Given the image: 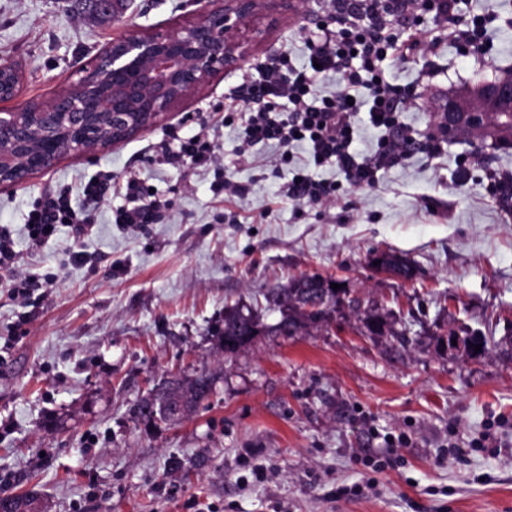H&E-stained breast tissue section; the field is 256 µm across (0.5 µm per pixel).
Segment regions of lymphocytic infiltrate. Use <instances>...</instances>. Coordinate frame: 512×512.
Here are the masks:
<instances>
[{
    "label": "lymphocytic infiltrate",
    "mask_w": 512,
    "mask_h": 512,
    "mask_svg": "<svg viewBox=\"0 0 512 512\" xmlns=\"http://www.w3.org/2000/svg\"><path fill=\"white\" fill-rule=\"evenodd\" d=\"M461 0H330L326 22L316 24L307 38L308 56L294 65L279 56L265 65L259 77L246 76L224 105V124L238 130V156L248 162L256 146H273L274 163L290 168L285 197L299 204L327 207L339 199L341 187L364 190L375 187L382 172L402 164L417 148L415 131L401 120L409 98L400 86L384 77L386 60L426 58L436 39L421 35L424 19L440 26L458 16ZM334 74L337 90L321 88L322 77ZM368 115L380 133L375 152L364 155L352 144L358 128L356 112ZM306 147L311 165L335 166V180L314 178L309 167L295 165L293 150ZM126 206L115 221L135 227L159 223V204L150 187L134 174L123 184ZM73 225L80 237L94 233L90 220L59 195L34 205L26 219L33 243H46L58 225ZM21 255L8 232L0 231V270L10 276L0 289L16 302H26L32 280L20 271Z\"/></svg>",
    "instance_id": "lymphocytic-infiltrate-1"
}]
</instances>
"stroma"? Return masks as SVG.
Wrapping results in <instances>:
<instances>
[{"label": "stroma", "mask_w": 512, "mask_h": 512, "mask_svg": "<svg viewBox=\"0 0 512 512\" xmlns=\"http://www.w3.org/2000/svg\"><path fill=\"white\" fill-rule=\"evenodd\" d=\"M297 8V19L273 26L262 13L242 26L241 70L214 76L165 122L0 187V229L36 282L26 305L0 294V336L13 339L0 348V494L37 492L47 512H512V202L488 186L490 174H512V147L458 137L326 209L282 196L289 175L274 168L273 148L240 162L235 128L219 130V169L161 153L210 121L243 73L283 52L303 63L300 28L326 8ZM194 9L129 0L102 22L88 0H0V56L23 72L21 98L0 109L68 90L116 35L186 22ZM461 11L490 16L485 51L445 34L429 58L384 64L413 99L403 122L424 136L439 96L512 70V0H463ZM474 155L480 165L466 168ZM102 171L151 184L168 204L160 223L131 231L114 221L122 196L84 200L80 184ZM221 176L252 193L224 195ZM64 192L96 224L79 264L68 261V225L38 248L27 236L34 202ZM384 252L411 259L414 279L377 270ZM299 275L345 289L330 325L279 336V313L264 309L268 332L224 353L225 309L256 307ZM368 312L391 334L372 335ZM467 336L485 337V348L449 349ZM201 372L215 385L194 412L151 427L134 417L154 384ZM492 421L500 452L449 457V442ZM401 434L408 445L387 447Z\"/></svg>", "instance_id": "obj_1"}]
</instances>
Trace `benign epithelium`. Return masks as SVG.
<instances>
[{"instance_id": "7a95c632", "label": "benign epithelium", "mask_w": 512, "mask_h": 512, "mask_svg": "<svg viewBox=\"0 0 512 512\" xmlns=\"http://www.w3.org/2000/svg\"><path fill=\"white\" fill-rule=\"evenodd\" d=\"M188 24L128 30L80 70L74 88L51 101L0 112V185L22 186L66 154L118 147L162 123L217 74L240 69L232 32L263 10L297 11L295 0H196ZM21 93L19 67L0 58V97ZM512 79L477 81L444 95L437 124L448 138L469 130L489 149L512 146Z\"/></svg>"}]
</instances>
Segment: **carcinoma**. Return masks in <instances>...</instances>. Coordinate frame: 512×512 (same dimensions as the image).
<instances>
[{"label": "carcinoma", "mask_w": 512, "mask_h": 512, "mask_svg": "<svg viewBox=\"0 0 512 512\" xmlns=\"http://www.w3.org/2000/svg\"><path fill=\"white\" fill-rule=\"evenodd\" d=\"M376 260L386 269H402L404 279L414 276L412 264L394 252H384ZM339 294L340 290L331 288L330 280L315 275H302L291 279L286 285L268 290L266 302L281 314L273 330L282 336H295L323 326L335 310ZM264 329L258 313L249 309L243 314L233 308L224 312V327L219 330L218 336L224 351L234 352L249 345ZM213 384L212 376L205 373L191 378L165 380L136 402L133 413L148 424L165 421L172 397L185 399L188 410L192 411L209 397ZM0 509L3 512H45L40 500L26 493L1 500Z\"/></svg>", "instance_id": "carcinoma-1"}]
</instances>
